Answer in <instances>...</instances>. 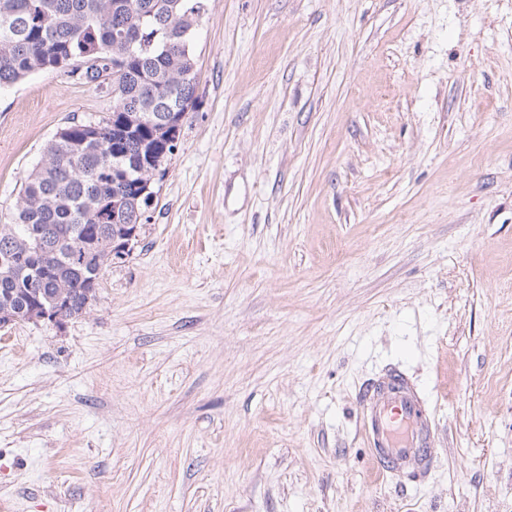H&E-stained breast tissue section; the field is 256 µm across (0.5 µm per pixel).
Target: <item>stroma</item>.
<instances>
[{
	"mask_svg": "<svg viewBox=\"0 0 512 512\" xmlns=\"http://www.w3.org/2000/svg\"><path fill=\"white\" fill-rule=\"evenodd\" d=\"M132 253L63 328H0V512H512V0H203ZM0 89V224L52 135L112 111ZM438 429L371 468L380 368ZM359 429L383 477L423 479L434 467L435 422L417 384L396 367L364 382L358 395Z\"/></svg>",
	"mask_w": 512,
	"mask_h": 512,
	"instance_id": "1",
	"label": "stroma"
}]
</instances>
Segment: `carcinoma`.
Returning <instances> with one entry per match:
<instances>
[{
  "label": "carcinoma",
  "instance_id": "obj_1",
  "mask_svg": "<svg viewBox=\"0 0 512 512\" xmlns=\"http://www.w3.org/2000/svg\"><path fill=\"white\" fill-rule=\"evenodd\" d=\"M202 0H0V89L62 57L85 84L112 78L111 115L74 120L53 136L0 224V319L26 320L34 298L49 307L67 289L71 317L96 296L113 251L141 226L133 201L150 177L143 160L166 133L123 128L124 111L185 112L194 100L192 34ZM119 205L112 217V204ZM38 242L39 255L26 253Z\"/></svg>",
  "mask_w": 512,
  "mask_h": 512
}]
</instances>
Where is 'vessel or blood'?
<instances>
[{
	"label": "vessel or blood",
	"mask_w": 512,
	"mask_h": 512,
	"mask_svg": "<svg viewBox=\"0 0 512 512\" xmlns=\"http://www.w3.org/2000/svg\"><path fill=\"white\" fill-rule=\"evenodd\" d=\"M359 429L376 474L422 479L434 467L435 422L417 384L402 370L383 369L358 395Z\"/></svg>",
	"instance_id": "vessel-or-blood-1"
}]
</instances>
